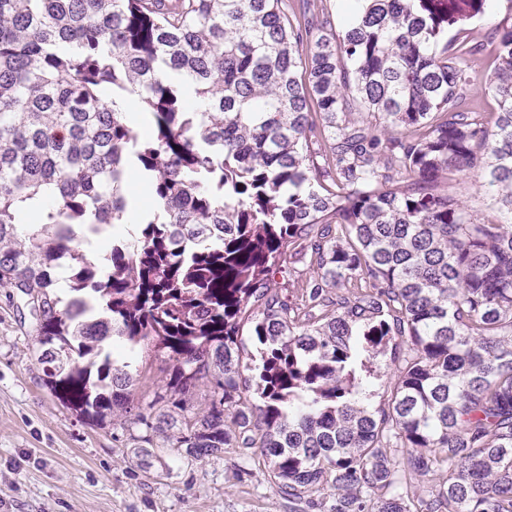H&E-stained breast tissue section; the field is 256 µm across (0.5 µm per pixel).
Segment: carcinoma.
Masks as SVG:
<instances>
[{
	"mask_svg": "<svg viewBox=\"0 0 512 512\" xmlns=\"http://www.w3.org/2000/svg\"><path fill=\"white\" fill-rule=\"evenodd\" d=\"M354 2L334 33L322 0H0V288L89 421L131 412L109 349L150 345L172 370L145 443L258 454L302 512H512V16L475 112L464 26L489 0ZM132 171L155 211L98 263L76 228L126 223ZM299 248L313 275L283 298ZM401 344L374 408L371 360ZM453 185L457 194L467 200L469 211L475 221H482L492 215L499 216L494 210L491 194L486 189L478 187V183L473 179L459 180ZM283 273H277L271 278L269 282V288L273 292L279 293L283 298L291 295L292 288H288V283H292L293 280L308 278L312 273V267L310 265V252L304 254V252L288 253L286 258L280 263ZM290 281V282H289Z\"/></svg>",
	"mask_w": 512,
	"mask_h": 512,
	"instance_id": "carcinoma-1",
	"label": "carcinoma"
}]
</instances>
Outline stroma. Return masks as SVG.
<instances>
[{"label":"stroma","mask_w":512,"mask_h":512,"mask_svg":"<svg viewBox=\"0 0 512 512\" xmlns=\"http://www.w3.org/2000/svg\"><path fill=\"white\" fill-rule=\"evenodd\" d=\"M39 348L21 299L0 288V512H288L238 449L198 460L142 442L144 426L82 420L46 386ZM134 362L143 407L171 364L142 346Z\"/></svg>","instance_id":"35a3bbf8"}]
</instances>
